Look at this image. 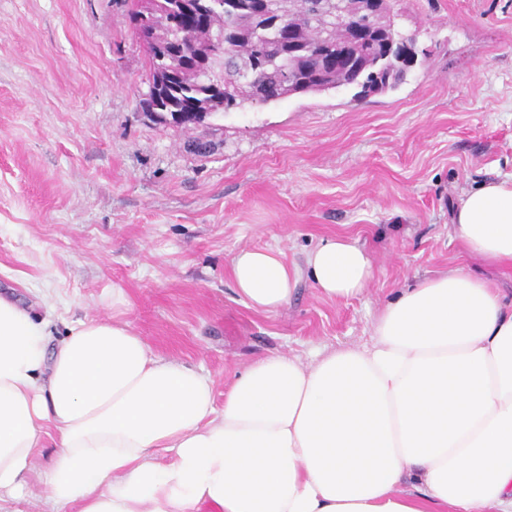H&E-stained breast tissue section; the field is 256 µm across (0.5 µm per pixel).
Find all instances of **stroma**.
<instances>
[{
    "label": "stroma",
    "instance_id": "stroma-1",
    "mask_svg": "<svg viewBox=\"0 0 512 512\" xmlns=\"http://www.w3.org/2000/svg\"><path fill=\"white\" fill-rule=\"evenodd\" d=\"M425 54L399 87L247 104L178 125L143 112L146 54L124 0H0V294L66 323L117 318L216 397L271 354L372 340L384 305L454 269L512 301V272L464 253L452 213L512 174V0H400ZM347 236L373 278L326 300L301 277L278 312L234 291L242 248L303 267Z\"/></svg>",
    "mask_w": 512,
    "mask_h": 512
}]
</instances>
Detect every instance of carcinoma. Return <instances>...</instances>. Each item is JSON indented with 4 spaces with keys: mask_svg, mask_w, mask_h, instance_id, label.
<instances>
[{
    "mask_svg": "<svg viewBox=\"0 0 512 512\" xmlns=\"http://www.w3.org/2000/svg\"><path fill=\"white\" fill-rule=\"evenodd\" d=\"M358 0H160L143 15L132 0L134 28L164 36L149 47L151 75L171 70L159 114L224 112L245 102L269 104L292 95L354 88L366 97L404 79L413 35L392 27V0L380 7L377 28L355 19ZM227 36L228 51L202 67L197 53L213 35Z\"/></svg>",
    "mask_w": 512,
    "mask_h": 512,
    "instance_id": "obj_1",
    "label": "carcinoma"
}]
</instances>
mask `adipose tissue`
Here are the masks:
<instances>
[{"mask_svg":"<svg viewBox=\"0 0 512 512\" xmlns=\"http://www.w3.org/2000/svg\"><path fill=\"white\" fill-rule=\"evenodd\" d=\"M467 251L512 266V175L464 194ZM297 268L239 250L236 294L287 305ZM328 300L372 263L321 241L306 269ZM361 348L253 360L216 409L211 378L154 355L129 322L47 323L0 295V502L23 497L44 435L45 512H512V309L459 270L401 289Z\"/></svg>","mask_w":512,"mask_h":512,"instance_id":"obj_1","label":"adipose tissue"}]
</instances>
